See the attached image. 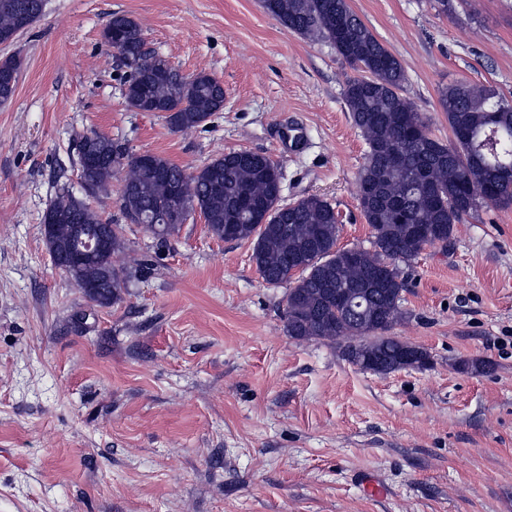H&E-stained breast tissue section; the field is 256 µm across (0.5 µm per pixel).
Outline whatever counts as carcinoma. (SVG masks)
<instances>
[{"label":"carcinoma","mask_w":512,"mask_h":512,"mask_svg":"<svg viewBox=\"0 0 512 512\" xmlns=\"http://www.w3.org/2000/svg\"><path fill=\"white\" fill-rule=\"evenodd\" d=\"M0 7V44L9 45L19 30L42 15L44 0H8ZM264 11L285 29L306 38L329 42L336 54L357 72L348 79L344 98L354 125L366 145L365 162L357 179L361 212L372 231V249L336 246L339 214L317 195L281 204L280 179L266 155L251 151L221 155L193 174L169 160L149 155L142 161L112 138L98 135L77 145L78 161L90 146L97 160L85 164L89 195L107 190L112 176L122 174L127 190L119 208L132 224L169 205L178 191V205L199 210L209 232L224 240L254 241L252 260L269 286L289 285L286 331L299 341L337 343L342 354L364 339L386 360L407 343L391 335L404 318V283L395 262L417 256L415 237L448 246L454 225L488 202L512 205V101L491 89L455 84L441 92L453 139L444 144L428 131L405 132L414 105L401 94L405 74L399 60L369 31L347 0H261ZM104 42L119 52L126 68V102L138 112L164 114L175 132L200 126L224 102V84L208 74L186 82L166 60L146 48L140 25L123 16ZM21 60L0 59V104L15 93ZM492 188L484 199L469 190ZM65 215L70 224H87L112 232V250L124 240L119 225H109L68 188L58 190L43 215L55 223ZM69 277L94 279L100 292L90 296L99 306L120 298L127 274L111 264L89 268ZM364 296L366 308L351 314L346 302Z\"/></svg>","instance_id":"cac0c4a2"}]
</instances>
